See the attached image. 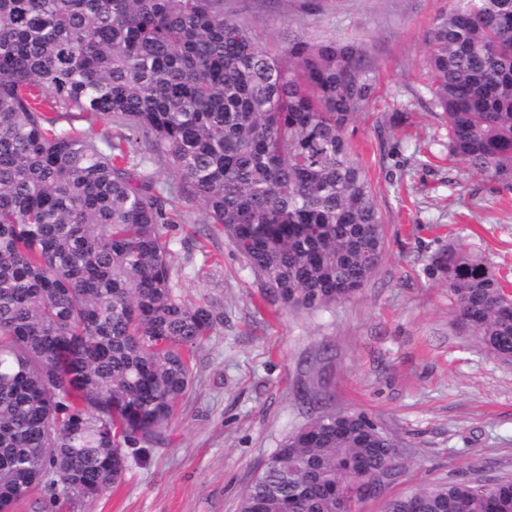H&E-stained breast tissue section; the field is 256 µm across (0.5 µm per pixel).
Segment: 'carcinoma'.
I'll list each match as a JSON object with an SVG mask.
<instances>
[{
	"instance_id": "cac0c4a2",
	"label": "carcinoma",
	"mask_w": 512,
	"mask_h": 512,
	"mask_svg": "<svg viewBox=\"0 0 512 512\" xmlns=\"http://www.w3.org/2000/svg\"><path fill=\"white\" fill-rule=\"evenodd\" d=\"M448 152L512 193V0H455L428 31ZM362 47L278 51L224 0H0V512L87 505L126 449L160 444L223 314L172 284L163 229L187 196L289 308L354 296L383 217L346 129L368 99ZM118 122L102 149L59 127ZM168 164L171 179L150 164ZM456 323L512 360V294L453 243L438 261ZM238 512H358L400 465L391 434L314 395ZM384 512H512V475L436 482Z\"/></svg>"
}]
</instances>
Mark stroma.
Segmentation results:
<instances>
[{"instance_id": "1", "label": "stroma", "mask_w": 512, "mask_h": 512, "mask_svg": "<svg viewBox=\"0 0 512 512\" xmlns=\"http://www.w3.org/2000/svg\"><path fill=\"white\" fill-rule=\"evenodd\" d=\"M453 0H224L264 42L364 46L370 97L347 135L377 193L386 251L351 299L282 307L235 247L183 200L165 227L176 292L223 312L195 355L163 444L122 485L70 512H237L260 463L307 421L304 389L391 432L402 466L363 512L429 482L512 474V362L455 323L437 260L448 243L512 284V194L448 154L424 34Z\"/></svg>"}]
</instances>
